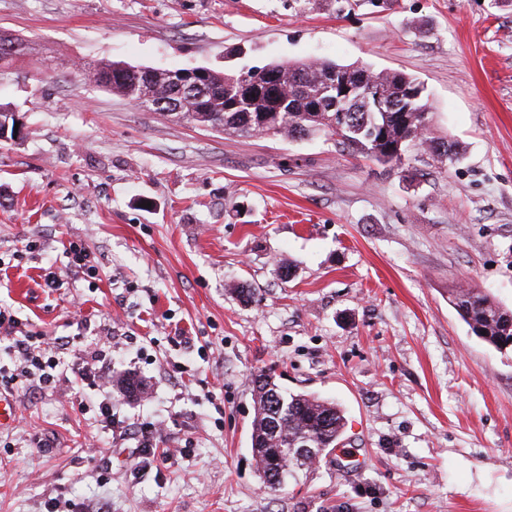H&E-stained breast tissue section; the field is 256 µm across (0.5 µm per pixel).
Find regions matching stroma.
Wrapping results in <instances>:
<instances>
[{
	"label": "stroma",
	"mask_w": 512,
	"mask_h": 512,
	"mask_svg": "<svg viewBox=\"0 0 512 512\" xmlns=\"http://www.w3.org/2000/svg\"><path fill=\"white\" fill-rule=\"evenodd\" d=\"M1 32L31 50L0 69V108L23 125L0 142V306L65 341L61 360L105 347L149 389L113 396L106 428L95 391L18 378L0 512H512V351L449 300L471 286L512 309V0L341 17L292 0H0ZM287 60L411 75L462 159L416 152L400 172L324 135L241 139L83 73ZM72 241L92 274L71 270ZM267 369L346 418L276 492L250 449ZM147 435L168 451L149 466Z\"/></svg>",
	"instance_id": "35a3bbf8"
}]
</instances>
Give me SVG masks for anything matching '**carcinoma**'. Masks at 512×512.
I'll list each match as a JSON object with an SVG mask.
<instances>
[{"label":"carcinoma","instance_id":"cac0c4a2","mask_svg":"<svg viewBox=\"0 0 512 512\" xmlns=\"http://www.w3.org/2000/svg\"><path fill=\"white\" fill-rule=\"evenodd\" d=\"M270 67L281 73L279 95L273 101L264 93ZM336 71L362 83L361 93L344 102L318 98L323 112L321 121H315L307 108ZM87 78L125 98L140 97L144 105L158 112H174L183 120L205 123L229 135L247 138L271 134L303 139L325 133L342 150L390 169L407 170L412 153L421 149L440 164H453L463 157L458 144L431 135V112L424 87L401 72L333 61L273 63L224 73L208 68L199 79L202 88L193 94L162 73L133 70L117 62L94 66ZM241 81L263 90L243 112L225 107L229 90ZM408 88L416 91V98L407 97ZM379 90L386 97V111L371 112L367 97ZM272 108L281 109L276 122H262V114ZM452 302L475 336L500 350L512 344V310L500 306L478 288L456 290ZM112 390L127 398L144 393L141 380L122 374L114 375ZM344 427V414L336 404L309 394L287 393L270 373L256 376L250 444L258 470L270 489H277L282 478L307 466L295 457L302 445L310 444L319 458L325 450L336 447Z\"/></svg>","mask_w":512,"mask_h":512}]
</instances>
